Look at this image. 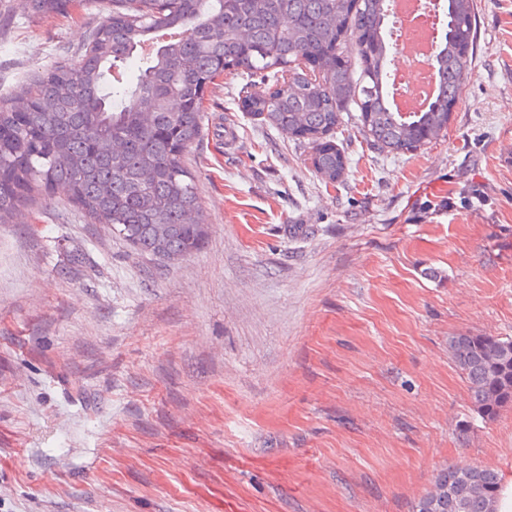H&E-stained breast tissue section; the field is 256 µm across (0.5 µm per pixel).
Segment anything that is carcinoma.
Segmentation results:
<instances>
[{
    "mask_svg": "<svg viewBox=\"0 0 512 512\" xmlns=\"http://www.w3.org/2000/svg\"><path fill=\"white\" fill-rule=\"evenodd\" d=\"M72 0H30L34 13ZM476 0H448L433 65L434 99L423 112L392 103L389 0H112L77 60L0 95V224L21 202L62 184L89 219L108 224L138 252L163 261L208 240L185 157L203 129L207 92L226 72L251 78L243 108L276 128L296 124L314 171L336 185L347 167L336 144L344 106L383 150L405 153L448 128L472 61ZM139 55L136 79L119 63ZM448 355L485 423L512 408V338L448 337ZM500 483L488 466L447 467L419 512H493Z\"/></svg>",
    "mask_w": 512,
    "mask_h": 512,
    "instance_id": "1",
    "label": "carcinoma"
}]
</instances>
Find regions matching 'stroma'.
<instances>
[{
  "label": "stroma",
  "instance_id": "1",
  "mask_svg": "<svg viewBox=\"0 0 512 512\" xmlns=\"http://www.w3.org/2000/svg\"><path fill=\"white\" fill-rule=\"evenodd\" d=\"M476 6L444 136L389 153L348 106L336 186L224 74L187 160L210 237L177 262L62 187L0 224V512H410L444 467L512 472V408L473 417L448 355L512 337V0ZM111 9L0 0V95Z\"/></svg>",
  "mask_w": 512,
  "mask_h": 512
}]
</instances>
